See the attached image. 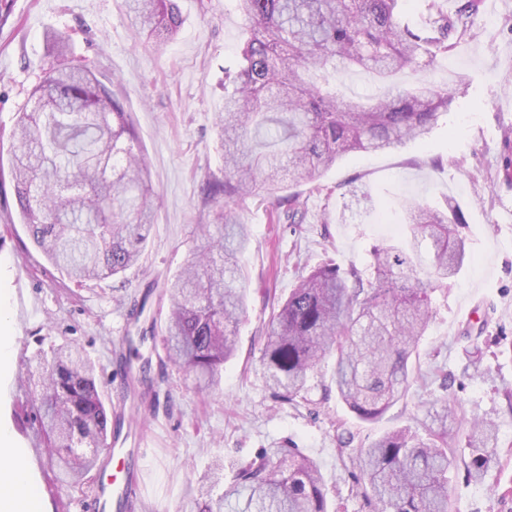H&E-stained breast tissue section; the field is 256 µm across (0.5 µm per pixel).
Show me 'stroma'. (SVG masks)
<instances>
[{
  "instance_id": "obj_1",
  "label": "stroma",
  "mask_w": 512,
  "mask_h": 512,
  "mask_svg": "<svg viewBox=\"0 0 512 512\" xmlns=\"http://www.w3.org/2000/svg\"><path fill=\"white\" fill-rule=\"evenodd\" d=\"M0 25V334L10 361L0 370V429L6 447L24 460L38 512H85L91 488L59 489L32 432L23 431L27 388L20 382L38 349L70 341L96 368L97 385L112 411V436L147 443L128 460L137 470L138 502L130 512H197V476L214 461L232 480L238 464L264 448L292 445L315 459L333 489L335 512H368L350 459L351 448L415 425L427 408L449 397L467 416L499 425L500 461L483 481L464 465L449 474L453 512H512V0H482L467 35L433 66L402 72L394 82L450 85L455 98L423 137L374 153L353 152L326 170L319 184L295 186L303 221H272L268 201L241 211L252 245L241 258L247 314L237 353L224 366L220 392L187 387L164 364L161 340L139 348L147 372L128 369L121 356L137 329L131 301L163 326L158 294L186 266L194 229L212 223L211 177L224 174L216 131L224 109V67L238 54L244 26L233 0H178L183 24L175 39L139 37L121 0H8ZM67 35L77 57L111 80L137 132L158 196L157 218L139 262L125 273L83 284L70 281L32 243L13 190L9 140L17 112L50 70L46 37ZM417 201L460 210L471 260L432 295V317L417 347L422 371L439 381L413 383L376 422L366 423L338 399L332 367L309 381L307 401L293 407L275 398L257 371L271 306L284 301L301 268L326 259L365 269L372 245L398 241L404 207Z\"/></svg>"
}]
</instances>
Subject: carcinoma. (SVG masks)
Here are the masks:
<instances>
[{"instance_id":"carcinoma-1","label":"carcinoma","mask_w":512,"mask_h":512,"mask_svg":"<svg viewBox=\"0 0 512 512\" xmlns=\"http://www.w3.org/2000/svg\"><path fill=\"white\" fill-rule=\"evenodd\" d=\"M137 33L156 43L182 24L176 0H124ZM247 37L224 73L218 133L224 179L209 184L224 198L214 223L200 224L199 244L168 285L162 333L167 361L206 395L220 390L224 363L246 312L240 257L250 234L237 211L271 201L277 220L299 224V195L343 155L378 152L425 135L454 99L450 86L392 84L404 69L435 64L467 34L481 0H426L417 24L402 19L403 0H234ZM54 65L18 113L11 172L30 238L68 278L115 276L140 257L155 215L145 159L112 84L73 63L62 35L49 38ZM359 71L390 85L383 97L345 98L336 74ZM462 214L411 203L399 244L372 247L368 271L331 260L298 275L264 330L259 366L278 399L306 400L310 374L335 364L340 399L364 421L377 420L411 384L439 376L413 369L411 358L430 317L429 292L465 265ZM29 404L55 479L78 489L110 447L112 413L93 365L64 343L38 352ZM458 423L448 434V422ZM462 460L479 482L498 460V425L467 418L455 403L429 409L420 426H403L355 450L361 494L371 512H451L448 473ZM198 512H330V488L318 464L298 448H264L224 484L216 462L198 479Z\"/></svg>"}]
</instances>
